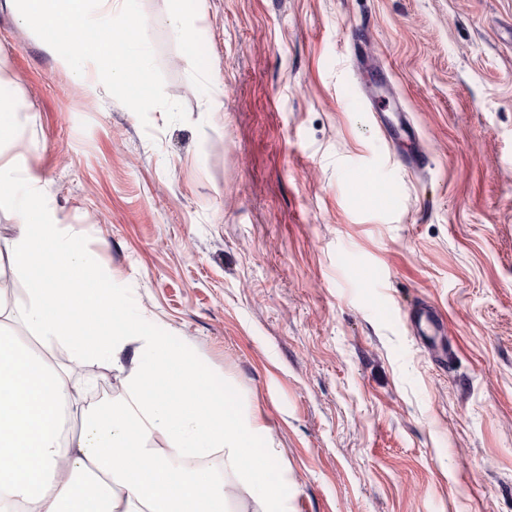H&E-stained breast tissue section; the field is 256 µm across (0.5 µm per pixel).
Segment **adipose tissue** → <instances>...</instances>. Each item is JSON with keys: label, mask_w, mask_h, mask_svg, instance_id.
<instances>
[{"label": "adipose tissue", "mask_w": 512, "mask_h": 512, "mask_svg": "<svg viewBox=\"0 0 512 512\" xmlns=\"http://www.w3.org/2000/svg\"><path fill=\"white\" fill-rule=\"evenodd\" d=\"M38 184L21 156L0 159V196L19 217L6 260L27 282L19 307L0 290V512H228L223 481L201 464L216 453L259 512H288L256 448L267 427L185 343L134 320L124 289L51 213L28 223ZM58 347L119 373L124 397L102 410L82 398Z\"/></svg>", "instance_id": "1"}]
</instances>
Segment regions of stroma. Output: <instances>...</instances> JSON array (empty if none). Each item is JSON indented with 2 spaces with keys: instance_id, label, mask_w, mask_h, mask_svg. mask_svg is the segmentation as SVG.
<instances>
[{
  "instance_id": "1",
  "label": "stroma",
  "mask_w": 512,
  "mask_h": 512,
  "mask_svg": "<svg viewBox=\"0 0 512 512\" xmlns=\"http://www.w3.org/2000/svg\"><path fill=\"white\" fill-rule=\"evenodd\" d=\"M140 5L187 121L87 92L0 4V155L269 429L290 512H512V0H200L193 52L170 0ZM362 60L394 79L425 172L358 108Z\"/></svg>"
}]
</instances>
